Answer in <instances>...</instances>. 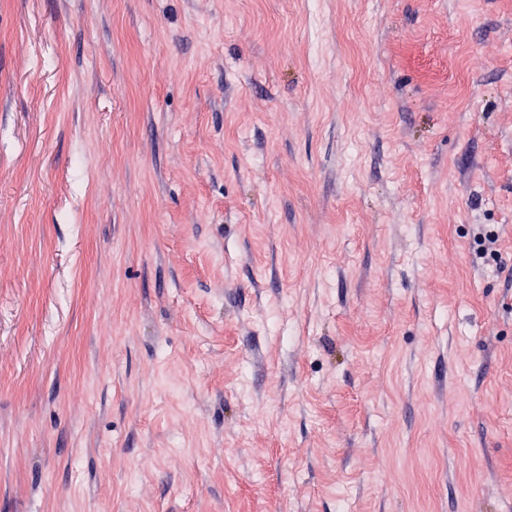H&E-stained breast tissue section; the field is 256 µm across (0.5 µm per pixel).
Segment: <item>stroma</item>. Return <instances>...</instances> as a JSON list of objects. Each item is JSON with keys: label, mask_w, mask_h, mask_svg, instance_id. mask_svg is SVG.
<instances>
[{"label": "stroma", "mask_w": 512, "mask_h": 512, "mask_svg": "<svg viewBox=\"0 0 512 512\" xmlns=\"http://www.w3.org/2000/svg\"><path fill=\"white\" fill-rule=\"evenodd\" d=\"M0 512H512V0H0ZM499 233L496 230H483L480 232L475 240L477 245V252L481 258H487L488 260L498 261L500 253L498 247Z\"/></svg>", "instance_id": "obj_1"}]
</instances>
